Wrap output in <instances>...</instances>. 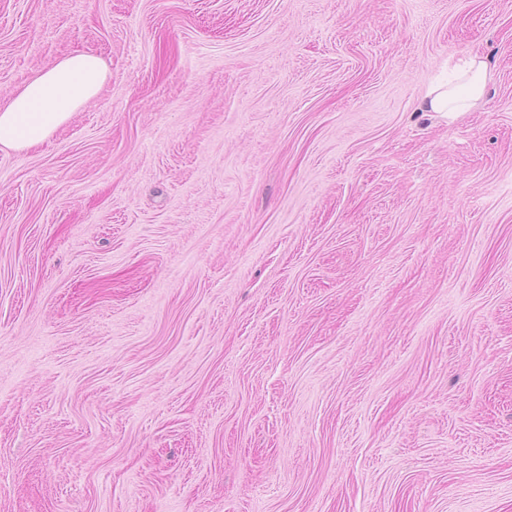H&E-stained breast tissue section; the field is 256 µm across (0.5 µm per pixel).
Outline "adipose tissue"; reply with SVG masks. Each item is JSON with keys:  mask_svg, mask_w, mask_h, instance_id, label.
<instances>
[{"mask_svg": "<svg viewBox=\"0 0 512 512\" xmlns=\"http://www.w3.org/2000/svg\"><path fill=\"white\" fill-rule=\"evenodd\" d=\"M456 82L428 87L421 106L425 112H468L482 99L487 64L479 55L458 66ZM109 70L90 51H74L42 68L0 106V146L24 151L41 145L75 112L97 97Z\"/></svg>", "mask_w": 512, "mask_h": 512, "instance_id": "obj_1", "label": "adipose tissue"}]
</instances>
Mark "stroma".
<instances>
[{"instance_id":"1","label":"stroma","mask_w":512,"mask_h":512,"mask_svg":"<svg viewBox=\"0 0 512 512\" xmlns=\"http://www.w3.org/2000/svg\"><path fill=\"white\" fill-rule=\"evenodd\" d=\"M76 50L0 149V512H512V0H0V104ZM109 70L91 51H74L42 68L0 106V146L29 150L48 141L98 96ZM458 83L441 82L428 87L421 106L424 112H469L482 99L487 80V63L470 55L456 68Z\"/></svg>"}]
</instances>
